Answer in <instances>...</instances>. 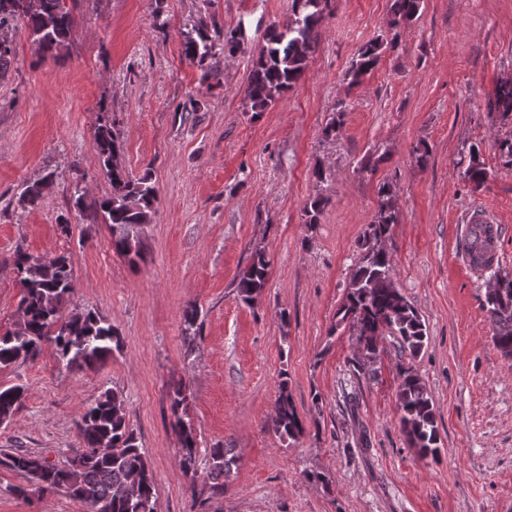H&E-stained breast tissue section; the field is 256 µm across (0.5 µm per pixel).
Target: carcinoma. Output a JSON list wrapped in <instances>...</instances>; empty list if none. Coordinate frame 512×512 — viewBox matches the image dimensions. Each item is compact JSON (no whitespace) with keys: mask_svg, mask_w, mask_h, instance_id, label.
Returning <instances> with one entry per match:
<instances>
[{"mask_svg":"<svg viewBox=\"0 0 512 512\" xmlns=\"http://www.w3.org/2000/svg\"><path fill=\"white\" fill-rule=\"evenodd\" d=\"M322 2L293 0V18L271 32L245 90L252 109L264 111L303 75L313 48V33L322 18ZM392 9L394 24H407L419 13L420 0H394ZM17 19L24 21L32 42L43 53L63 46L72 32V12L64 0H0V26ZM221 37L219 31L210 35L201 27L192 28L183 43L184 57L203 67ZM381 54V43L364 45L354 76L371 72ZM487 107L500 120L512 121V79L499 83ZM94 144L101 172L112 192L94 200L90 208L109 224L112 251L134 262L141 256L144 226L152 222L155 189L148 180L129 176L122 143L110 123L97 126ZM464 177L480 185L487 181L488 171L473 158ZM380 196L377 216L364 232L362 257L351 274L336 327L349 326L370 354L378 350V341L386 332L397 336L403 349L416 354L424 345L426 326L394 285L386 240L398 223V213L388 188L381 187ZM492 242V230L487 225H473L467 246L472 261L487 263L485 253ZM14 266L23 288L19 301L22 318L14 328L0 334V368L36 356L45 344L54 347L58 362L67 369L101 365L113 350L120 349L118 330L97 312L74 309L64 314L74 288L66 257L42 261L19 251ZM267 266L263 254L254 256L239 283L245 300L253 299L265 287ZM494 276L500 288L486 296L487 315L495 328L492 340L504 356L512 357V275L497 271ZM281 376L273 425L280 437L294 440L302 433V423L288 392L286 373ZM401 378L398 399L403 431L421 457L434 459L439 453L440 433L431 398L413 370L402 369ZM23 395L24 387L20 385L0 388V425L10 421ZM78 428L81 445L70 449V455L60 464L31 453H13L4 455L0 465L25 474L38 490L65 493L85 504L88 512H157L155 476L129 426L122 395L105 390L84 410ZM173 428L181 465L185 472H193L198 453L194 429L180 416ZM233 464L234 458L227 457L224 449H209L205 474L212 495H224V478Z\"/></svg>","mask_w":512,"mask_h":512,"instance_id":"cac0c4a2","label":"carcinoma"}]
</instances>
